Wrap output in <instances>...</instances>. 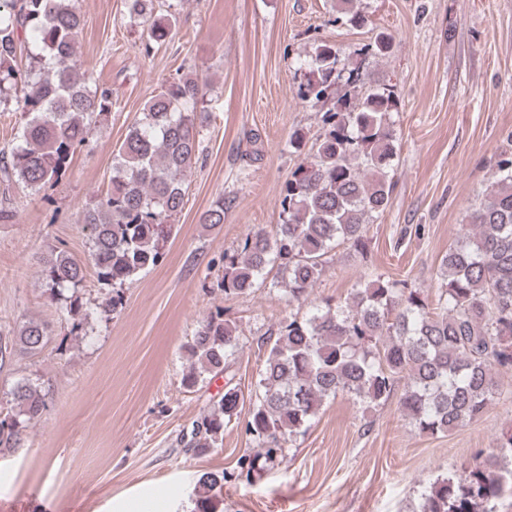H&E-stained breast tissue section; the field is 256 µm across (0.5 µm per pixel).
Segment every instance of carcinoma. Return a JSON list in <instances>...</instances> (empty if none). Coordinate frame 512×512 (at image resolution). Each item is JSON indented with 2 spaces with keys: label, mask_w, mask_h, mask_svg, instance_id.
Returning <instances> with one entry per match:
<instances>
[{
  "label": "carcinoma",
  "mask_w": 512,
  "mask_h": 512,
  "mask_svg": "<svg viewBox=\"0 0 512 512\" xmlns=\"http://www.w3.org/2000/svg\"><path fill=\"white\" fill-rule=\"evenodd\" d=\"M154 0H127L131 19L146 30L145 52L172 38L174 14L153 16ZM362 0H336L337 19L361 27ZM82 26L78 0H0V112H17L21 123L10 151L0 152V182L35 193L61 178L75 152L112 108V91L92 86L77 44ZM385 58L391 36L366 46ZM301 100L317 104L337 80L355 93L324 116L315 153L305 157L281 190L282 223L275 234L257 230L240 249L226 252L217 288L242 295L262 287L271 271L288 301L304 303L324 271L325 256L341 243L367 251V224L386 212L393 191L396 155L394 92L372 84L354 59L341 60L319 44L303 63ZM207 83L188 73L167 81L113 151L106 190L88 197L80 214L89 261L99 284L112 289L101 305L109 316L123 304V286L164 257L174 223L186 205V178L202 153L198 111ZM200 223H224V198ZM462 239L440 262L436 304L404 279L377 274L347 298L324 301L294 314L260 340L265 349L257 372L245 433L255 455L244 453L237 476L280 464L285 444L304 434L324 401L345 393L369 408L387 401L406 380L403 414L428 435H445L480 419L504 397L499 376L512 373V157L502 158L479 203L463 218ZM86 264L59 246L42 259L50 301L81 331L92 316L81 297ZM51 325L28 318L0 333V371L24 355L42 351ZM243 347L224 311L210 313L188 349L194 363L181 384L188 391L205 376L222 375ZM54 385L22 378L0 408V455L24 447L27 431L48 406ZM241 389L228 381L224 395L177 435L184 451L201 453L223 444L224 426L238 419ZM473 467L438 478L421 493L415 512H499L512 497V429L496 447L477 451ZM225 471L205 472L194 487L195 512H224Z\"/></svg>",
  "instance_id": "obj_1"
}]
</instances>
